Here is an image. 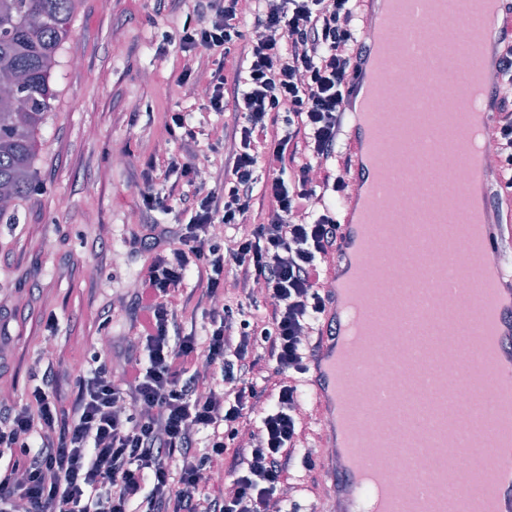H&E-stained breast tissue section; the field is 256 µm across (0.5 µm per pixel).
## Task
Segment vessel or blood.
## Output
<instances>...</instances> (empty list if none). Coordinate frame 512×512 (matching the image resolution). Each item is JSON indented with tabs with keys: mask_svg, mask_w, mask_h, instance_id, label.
I'll return each mask as SVG.
<instances>
[{
	"mask_svg": "<svg viewBox=\"0 0 512 512\" xmlns=\"http://www.w3.org/2000/svg\"><path fill=\"white\" fill-rule=\"evenodd\" d=\"M360 3L366 51L349 81L345 103V150L351 157V168L337 210L341 257L328 267L330 304L322 317L323 324L335 327L336 337L324 340L305 379L313 395V415L320 428L318 443L331 451L326 463L331 472L332 512H355L352 494L360 476L361 451L365 448L395 450L413 470L418 469L420 460L428 454L443 455L451 447L468 459L472 471L497 465L500 444L495 427L497 415L488 408L487 401L498 393L512 395V373L500 372L497 366L475 356L480 341L478 331L451 341L440 337L431 327L433 321L447 318L449 308L455 304L467 306L478 316L493 308L499 312L500 335L512 344V224L501 223L491 206L492 177L486 167L474 171L459 197L464 201L476 198L481 203L484 253L494 267L493 282H483L466 253L453 257L448 254L446 168L467 163L471 150L465 145L445 153L446 168L437 169L431 175L438 200L436 216L406 227L414 245L407 273L412 285L425 286L429 292L428 300H408L403 310L400 341L414 350V357L401 360L381 342L363 372H353L349 366L345 340L358 327L357 310L373 305L376 300L375 294L360 282L358 273L379 252L378 241L368 238L364 228L378 223L381 210L370 172L387 160L382 143L372 132L377 122L373 107L374 86L379 76L374 72L371 51L379 32L378 21L385 14L386 0H360ZM442 3L443 0H417L420 10L435 11L436 25L426 38L416 29L409 33L410 45L422 48V60L421 73L408 94L413 100H425L421 120L438 137L447 130V90L458 93L465 90L460 83L447 87L431 74L432 58L448 53V21L441 10ZM500 36L499 24H492L489 41L478 52L489 86L494 82L495 49ZM494 97V91L489 89L477 107L483 138L487 141L492 140L495 131L496 114L491 108ZM447 266L457 278L472 281V288L458 295L449 292L447 282L440 275ZM370 375L391 391L389 402L376 405L372 413L403 421L405 430L400 444H393L387 436L377 433L371 420L350 428L342 412V398L362 389ZM469 420L482 424L471 439L458 434ZM428 483L431 490L420 500L418 512H512V466L503 471L498 487L472 493L454 491V479L444 470L429 477ZM371 486L373 512H395L401 494L399 481L385 473L372 477Z\"/></svg>",
	"mask_w": 512,
	"mask_h": 512,
	"instance_id": "1",
	"label": "vessel or blood"
}]
</instances>
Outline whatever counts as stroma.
Here are the masks:
<instances>
[{
    "instance_id": "1",
    "label": "stroma",
    "mask_w": 512,
    "mask_h": 512,
    "mask_svg": "<svg viewBox=\"0 0 512 512\" xmlns=\"http://www.w3.org/2000/svg\"><path fill=\"white\" fill-rule=\"evenodd\" d=\"M194 0L175 12H156L153 0H76L71 33L55 75L54 109L37 139L40 188L0 219V298L21 303L0 315V388L25 402L30 373L62 358L71 379L90 369L98 313L111 309V333L123 335L120 307L145 255L126 242L142 223L139 187L132 168L154 160L160 190L180 196L165 181L167 160L183 153L170 116L185 113L197 132L195 162L211 164L224 140L225 116L178 87L184 67L208 82L222 58L205 50L193 57L178 50L182 21ZM166 55H159V46ZM127 158L118 165L114 147ZM106 237L107 252L96 242ZM54 241L46 251L45 241ZM120 251L122 262L112 260Z\"/></svg>"
}]
</instances>
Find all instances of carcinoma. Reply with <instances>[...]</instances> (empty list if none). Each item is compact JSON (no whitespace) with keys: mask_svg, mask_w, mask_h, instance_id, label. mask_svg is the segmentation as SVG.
<instances>
[{"mask_svg":"<svg viewBox=\"0 0 512 512\" xmlns=\"http://www.w3.org/2000/svg\"><path fill=\"white\" fill-rule=\"evenodd\" d=\"M75 0H0V196L14 207L37 184V134Z\"/></svg>","mask_w":512,"mask_h":512,"instance_id":"1","label":"carcinoma"}]
</instances>
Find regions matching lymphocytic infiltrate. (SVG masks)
I'll list each match as a JSON object with an SVG mask.
<instances>
[{
  "instance_id": "obj_1",
  "label": "lymphocytic infiltrate",
  "mask_w": 512,
  "mask_h": 512,
  "mask_svg": "<svg viewBox=\"0 0 512 512\" xmlns=\"http://www.w3.org/2000/svg\"><path fill=\"white\" fill-rule=\"evenodd\" d=\"M356 0H197L179 50L221 51L205 109L229 149L211 183L189 160V218L131 230L147 259L127 308L120 370L94 350L75 394L51 361L25 403H0V512H270L307 449L299 383L326 308L334 201L351 160L343 102L359 59ZM496 168L512 187V35L497 47ZM268 204L254 221L257 201ZM197 272L209 327L185 333ZM223 472L228 492L204 479Z\"/></svg>"
}]
</instances>
